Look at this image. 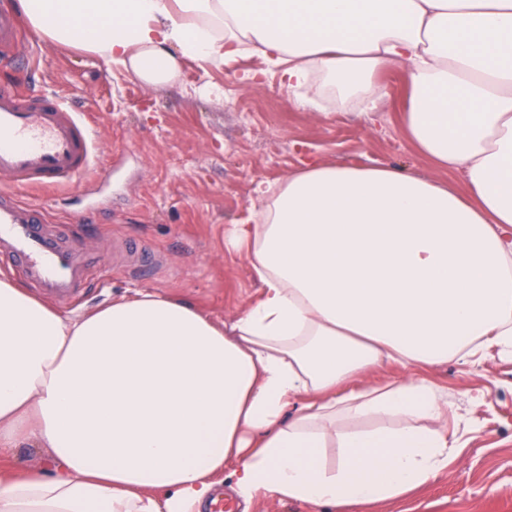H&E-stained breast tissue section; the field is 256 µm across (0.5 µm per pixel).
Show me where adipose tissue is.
I'll list each match as a JSON object with an SVG mask.
<instances>
[{"label": "adipose tissue", "mask_w": 512, "mask_h": 512, "mask_svg": "<svg viewBox=\"0 0 512 512\" xmlns=\"http://www.w3.org/2000/svg\"><path fill=\"white\" fill-rule=\"evenodd\" d=\"M32 30L151 86L182 60L261 59L375 111L405 69V134L467 187L313 162L258 187L226 251L259 298L222 328L140 292L80 316L0 276V512H203L226 485L341 512L434 479L458 446L448 402L387 361L512 351V0H17ZM384 418L340 431L337 420ZM46 449L25 470L20 444ZM338 448L335 463L324 451ZM405 373L406 371L400 365L396 363H386L383 367L367 373L359 381L358 386L364 388L384 384L404 376Z\"/></svg>", "instance_id": "obj_1"}]
</instances>
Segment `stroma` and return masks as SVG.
Segmentation results:
<instances>
[{"label":"stroma","mask_w":512,"mask_h":512,"mask_svg":"<svg viewBox=\"0 0 512 512\" xmlns=\"http://www.w3.org/2000/svg\"><path fill=\"white\" fill-rule=\"evenodd\" d=\"M262 67L255 57L206 71L186 60L173 83L157 88L30 30L21 54L0 61V85L57 95L99 132L92 185L78 180L27 195L46 204L55 223L72 227L81 252L100 267L99 279L63 313L148 291L230 322L258 298L261 284L247 259L225 251L224 230L246 213L257 182H281L309 156L463 186L461 173L436 169L407 139L401 67L376 75L387 96L371 123L359 117V103L332 94L321 110L297 109L272 72L243 81L244 72ZM206 82L223 85V99L202 95ZM130 240L159 257L139 277L122 262ZM416 373L447 393L448 429L459 447L430 483L376 512H512V354L481 351Z\"/></svg>","instance_id":"obj_1"}]
</instances>
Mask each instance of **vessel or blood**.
Instances as JSON below:
<instances>
[{
  "label": "vessel or blood",
  "instance_id": "vessel-or-blood-1",
  "mask_svg": "<svg viewBox=\"0 0 512 512\" xmlns=\"http://www.w3.org/2000/svg\"><path fill=\"white\" fill-rule=\"evenodd\" d=\"M23 40L17 15L0 8V49ZM97 133L55 95L0 86V262L59 301L77 296L96 265L20 190H52L84 177L96 160Z\"/></svg>",
  "mask_w": 512,
  "mask_h": 512
}]
</instances>
